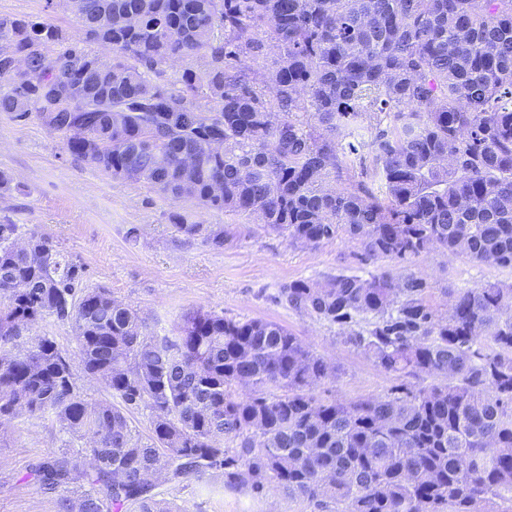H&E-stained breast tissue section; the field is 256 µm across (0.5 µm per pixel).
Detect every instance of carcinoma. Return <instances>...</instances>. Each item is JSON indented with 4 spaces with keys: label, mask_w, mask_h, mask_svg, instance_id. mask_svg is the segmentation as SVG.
<instances>
[{
    "label": "carcinoma",
    "mask_w": 512,
    "mask_h": 512,
    "mask_svg": "<svg viewBox=\"0 0 512 512\" xmlns=\"http://www.w3.org/2000/svg\"><path fill=\"white\" fill-rule=\"evenodd\" d=\"M80 3L74 35L0 14V112L36 115L74 159L292 244L343 233L365 260L440 248L512 268V0ZM172 219L216 249L235 238ZM18 229L0 224V425L48 414L88 439L31 471L58 512H172L154 479L210 470L228 491L334 512H512V282L450 288L443 307L414 274L282 284L280 303L339 326L380 370L432 379L344 403L314 394L334 369L283 325L196 310L151 334L109 291L80 289L50 237L19 245ZM46 315L71 323L86 374L150 410L149 437L76 392L68 355L29 335Z\"/></svg>",
    "instance_id": "cac0c4a2"
}]
</instances>
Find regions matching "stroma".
<instances>
[{
	"label": "stroma",
	"instance_id": "35a3bbf8",
	"mask_svg": "<svg viewBox=\"0 0 512 512\" xmlns=\"http://www.w3.org/2000/svg\"><path fill=\"white\" fill-rule=\"evenodd\" d=\"M0 13L29 14L69 31L79 22L62 0H0ZM0 172L11 189L0 195V222L20 225L22 236L47 235L83 268L81 286L104 288L131 304L158 335H173L182 315L216 311L239 320L266 318L289 328L315 354L336 368L317 396L342 402L385 395L394 376L345 344L338 326L288 309L277 300L281 284L304 278L323 281L343 271L362 277L383 270L413 272L428 283L434 301L443 288L512 282V269L449 259L435 249L411 263L361 261L346 235L315 248L290 244L257 221L207 210L194 201H173L144 183L112 176L74 160L64 141L36 117L19 121L0 112ZM202 224L233 229L234 242L216 249L202 238L177 231L173 213ZM62 431L53 416L22 414L0 427V512H56L53 495L30 475L34 464L60 448L84 447ZM158 499L176 512H319L307 499L280 491L255 497L224 489L223 471L184 483L161 482Z\"/></svg>",
	"mask_w": 512,
	"mask_h": 512
}]
</instances>
